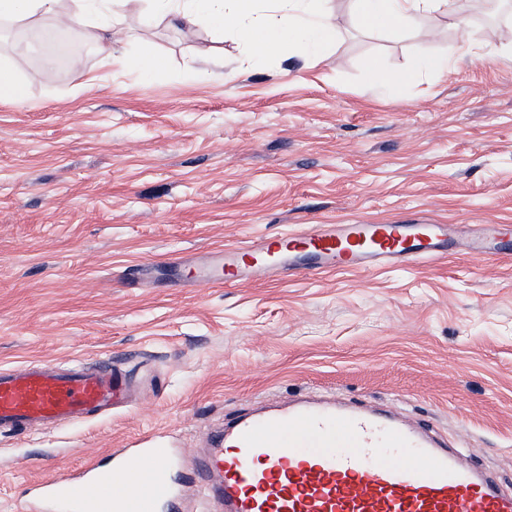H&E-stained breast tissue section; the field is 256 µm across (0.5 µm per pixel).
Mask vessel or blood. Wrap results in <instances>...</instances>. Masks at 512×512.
I'll use <instances>...</instances> for the list:
<instances>
[{
    "label": "vessel or blood",
    "mask_w": 512,
    "mask_h": 512,
    "mask_svg": "<svg viewBox=\"0 0 512 512\" xmlns=\"http://www.w3.org/2000/svg\"><path fill=\"white\" fill-rule=\"evenodd\" d=\"M501 231L473 234L469 254H498ZM444 224H315L300 232L207 254L205 284L231 286L295 268L369 269L447 255ZM132 387L111 358L68 369L51 363L0 368V433L110 415ZM153 442L91 465L78 476L40 483L39 499L73 512H177L167 463ZM199 499L223 512H512V489L488 468L443 448L425 426L373 407L296 399L225 423L193 473Z\"/></svg>",
    "instance_id": "b4317fda"
}]
</instances>
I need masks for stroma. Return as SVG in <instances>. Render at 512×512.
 Wrapping results in <instances>:
<instances>
[{
    "mask_svg": "<svg viewBox=\"0 0 512 512\" xmlns=\"http://www.w3.org/2000/svg\"><path fill=\"white\" fill-rule=\"evenodd\" d=\"M411 31L354 24L336 41L247 64L231 37L160 18L109 48L69 20L75 64L46 66L26 19L0 24V62L25 87L0 103V366L113 358L134 400L0 436V512L28 487L149 436L183 481L212 427L313 394L418 420L512 486V258L457 254L405 266L262 282L198 283L214 248L314 224L446 223L465 238L512 224V18L459 0ZM160 69L109 62L111 51ZM448 58L446 73L414 59ZM403 75L377 89L370 66Z\"/></svg>",
    "mask_w": 512,
    "mask_h": 512,
    "instance_id": "35a3bbf8",
    "label": "stroma"
}]
</instances>
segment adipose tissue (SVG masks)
<instances>
[{
  "mask_svg": "<svg viewBox=\"0 0 512 512\" xmlns=\"http://www.w3.org/2000/svg\"><path fill=\"white\" fill-rule=\"evenodd\" d=\"M130 0H70L71 16L118 39L129 23ZM352 20L366 28L411 30L434 12L455 16L454 0H349ZM151 11L189 25L238 36L247 58L305 47L321 54L336 38L324 7L313 0H151Z\"/></svg>",
  "mask_w": 512,
  "mask_h": 512,
  "instance_id": "ef3b65f1",
  "label": "adipose tissue"
}]
</instances>
